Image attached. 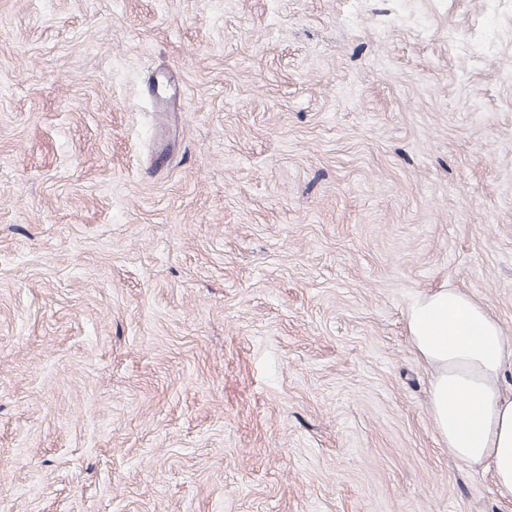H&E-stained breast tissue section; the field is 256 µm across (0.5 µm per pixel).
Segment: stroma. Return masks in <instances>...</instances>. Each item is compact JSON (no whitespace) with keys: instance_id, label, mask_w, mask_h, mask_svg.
Wrapping results in <instances>:
<instances>
[{"instance_id":"stroma-1","label":"stroma","mask_w":512,"mask_h":512,"mask_svg":"<svg viewBox=\"0 0 512 512\" xmlns=\"http://www.w3.org/2000/svg\"><path fill=\"white\" fill-rule=\"evenodd\" d=\"M448 286L512 337V0H0V512H512ZM406 329L432 372L436 430L456 458L489 470L499 494L512 499V391L500 386L512 365V341L484 305L454 287L415 298Z\"/></svg>"}]
</instances>
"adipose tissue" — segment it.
I'll return each mask as SVG.
<instances>
[{
    "label": "adipose tissue",
    "mask_w": 512,
    "mask_h": 512,
    "mask_svg": "<svg viewBox=\"0 0 512 512\" xmlns=\"http://www.w3.org/2000/svg\"><path fill=\"white\" fill-rule=\"evenodd\" d=\"M406 329L432 372L436 430L456 458L489 470L499 494L512 499V391L500 385L512 365V341L484 305L454 287L415 298Z\"/></svg>",
    "instance_id": "ef3b65f1"
}]
</instances>
